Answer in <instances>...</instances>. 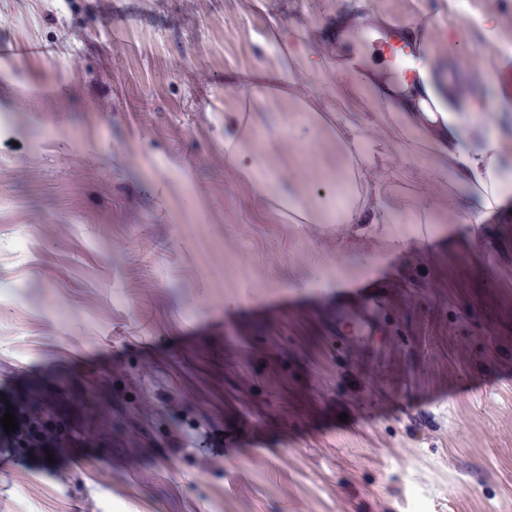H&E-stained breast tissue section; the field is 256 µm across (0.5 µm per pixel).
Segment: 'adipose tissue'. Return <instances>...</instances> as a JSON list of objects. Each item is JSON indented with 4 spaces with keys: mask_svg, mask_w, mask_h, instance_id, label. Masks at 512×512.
Segmentation results:
<instances>
[{
    "mask_svg": "<svg viewBox=\"0 0 512 512\" xmlns=\"http://www.w3.org/2000/svg\"><path fill=\"white\" fill-rule=\"evenodd\" d=\"M250 93L262 95L269 103H284L303 116L308 127L321 137L332 153L330 169L348 176L345 193L337 195L336 203L322 205L319 196L288 197L286 204L303 221L313 224H377L385 234L400 237L399 218L386 203L388 192L384 185L371 183L368 175L377 162L378 150L366 144L356 126L349 124L344 113L327 120L318 109L323 87H314L299 94L294 90L291 68L281 66L275 72L252 73L247 82ZM388 124L394 141L405 143L420 139L428 156V174L447 179L454 188H463L474 203L459 207L456 198L447 205L424 201L428 219H435L442 209L455 212L462 224H482L512 199V165L507 162L501 139L486 136L468 139L464 118L451 106L430 109L426 100L401 97L396 112L390 113ZM252 139L249 129L243 128L237 114L224 118V145L230 148V159L238 176L248 183L254 195L271 199L273 190L269 178L253 162L245 146Z\"/></svg>",
    "mask_w": 512,
    "mask_h": 512,
    "instance_id": "adipose-tissue-1",
    "label": "adipose tissue"
}]
</instances>
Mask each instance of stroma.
<instances>
[{
    "label": "stroma",
    "instance_id": "35a3bbf8",
    "mask_svg": "<svg viewBox=\"0 0 512 512\" xmlns=\"http://www.w3.org/2000/svg\"><path fill=\"white\" fill-rule=\"evenodd\" d=\"M430 65L461 62L470 131L512 133L497 75L512 0H431ZM417 0H0V414L47 415L0 459V512H507L512 507V210L484 224L411 223L447 199L427 159L389 141L361 76L326 39L336 13L371 25ZM287 30L381 152L406 221L293 224L224 150L242 113L277 195L335 189L298 115L239 87L283 63ZM378 290V345L337 352L340 289ZM108 315H101V308ZM494 327L487 335L486 327ZM224 444L173 457L166 396Z\"/></svg>",
    "mask_w": 512,
    "mask_h": 512
}]
</instances>
